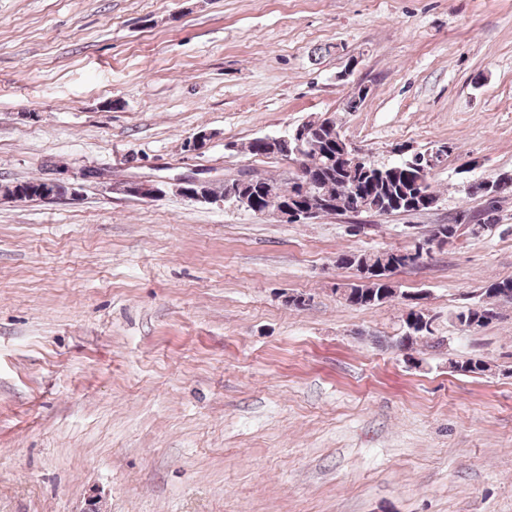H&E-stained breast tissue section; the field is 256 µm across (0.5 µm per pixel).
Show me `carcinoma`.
Returning <instances> with one entry per match:
<instances>
[{"mask_svg": "<svg viewBox=\"0 0 512 512\" xmlns=\"http://www.w3.org/2000/svg\"><path fill=\"white\" fill-rule=\"evenodd\" d=\"M335 124L331 118L319 117L304 122L308 127L309 142L302 156L305 168L307 189H297L293 181L279 182L280 191L285 198L303 194L313 196L319 194L329 201V209L325 214L339 213H371L379 216L401 212H422L432 209L438 201L428 176L420 174L422 166L421 154L415 153L393 163H380L369 155H363L352 167L338 165L336 158V142L327 138L324 125ZM269 182L265 177L256 178L251 184L254 191V207L252 212L263 215L274 213L276 209L268 206L262 187ZM470 193L484 199L482 210L477 214L462 212L446 224L434 226L430 234L422 242L427 244L447 233L448 241L456 238L458 229L463 225L470 226V233L478 238L486 233V229L498 223V213L503 200L512 196V178L509 180H478L469 187ZM416 246H405L397 249H385L389 256L388 264H396L406 268L412 261L411 252ZM373 252H346L339 255L336 265L353 268L354 263L372 261ZM350 294L346 304L358 308H372L394 300L392 285L386 280L368 284L348 283ZM484 295L505 303H512V278L495 280L485 287ZM494 307L485 302L476 307H468L455 313L454 321L462 328L468 326L473 317L492 311Z\"/></svg>", "mask_w": 512, "mask_h": 512, "instance_id": "1", "label": "carcinoma"}]
</instances>
